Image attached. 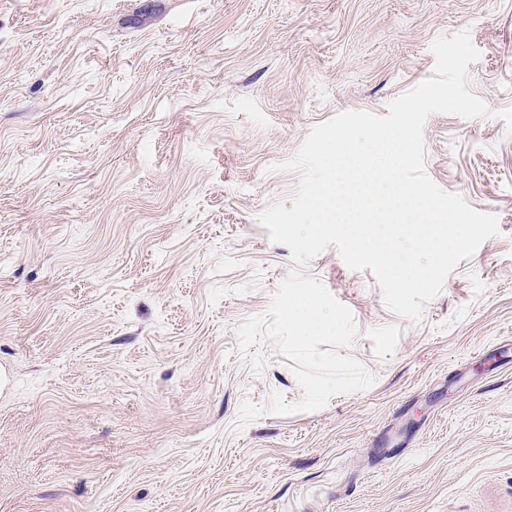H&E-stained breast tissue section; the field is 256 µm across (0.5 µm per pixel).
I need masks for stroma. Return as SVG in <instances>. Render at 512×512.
<instances>
[{
	"label": "stroma",
	"instance_id": "1",
	"mask_svg": "<svg viewBox=\"0 0 512 512\" xmlns=\"http://www.w3.org/2000/svg\"><path fill=\"white\" fill-rule=\"evenodd\" d=\"M462 31L491 114L430 115L426 171L499 232L413 325L258 215L314 126L386 114ZM508 107L512 0H0V512H512ZM298 268L375 382L275 414L293 363L236 327Z\"/></svg>",
	"mask_w": 512,
	"mask_h": 512
}]
</instances>
